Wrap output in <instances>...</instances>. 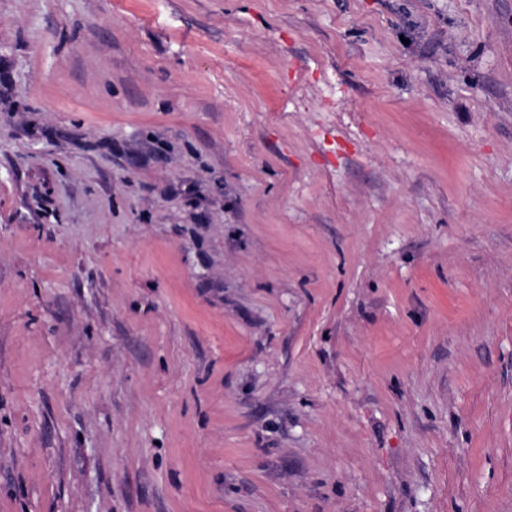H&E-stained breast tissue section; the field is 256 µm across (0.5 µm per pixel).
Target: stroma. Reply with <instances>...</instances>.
<instances>
[{"instance_id": "stroma-1", "label": "stroma", "mask_w": 512, "mask_h": 512, "mask_svg": "<svg viewBox=\"0 0 512 512\" xmlns=\"http://www.w3.org/2000/svg\"><path fill=\"white\" fill-rule=\"evenodd\" d=\"M0 512H512V0H0Z\"/></svg>"}]
</instances>
